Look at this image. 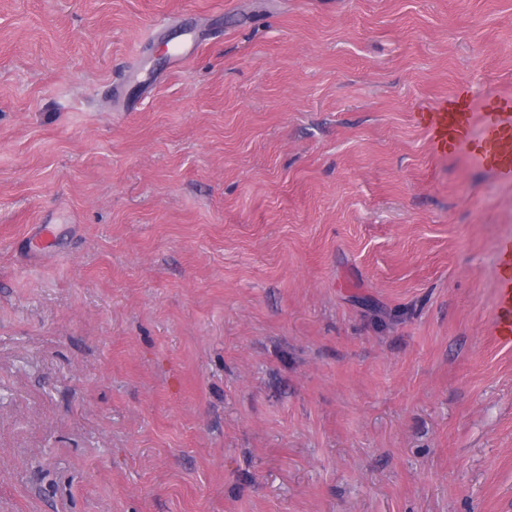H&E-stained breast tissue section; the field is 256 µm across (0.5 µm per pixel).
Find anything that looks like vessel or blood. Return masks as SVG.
<instances>
[{
	"instance_id": "obj_1",
	"label": "vessel or blood",
	"mask_w": 512,
	"mask_h": 512,
	"mask_svg": "<svg viewBox=\"0 0 512 512\" xmlns=\"http://www.w3.org/2000/svg\"><path fill=\"white\" fill-rule=\"evenodd\" d=\"M486 106L480 116H473L464 98H455L448 109L434 113L430 131L437 149L452 150L467 145L472 161L490 168L501 181L512 182V96L488 89ZM480 123L479 136H472L473 123ZM502 290L505 312L501 318L504 335H512V241L499 248Z\"/></svg>"
}]
</instances>
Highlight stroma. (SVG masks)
<instances>
[{
    "mask_svg": "<svg viewBox=\"0 0 512 512\" xmlns=\"http://www.w3.org/2000/svg\"><path fill=\"white\" fill-rule=\"evenodd\" d=\"M459 87L512 0H0V512H512Z\"/></svg>",
    "mask_w": 512,
    "mask_h": 512,
    "instance_id": "obj_1",
    "label": "stroma"
}]
</instances>
